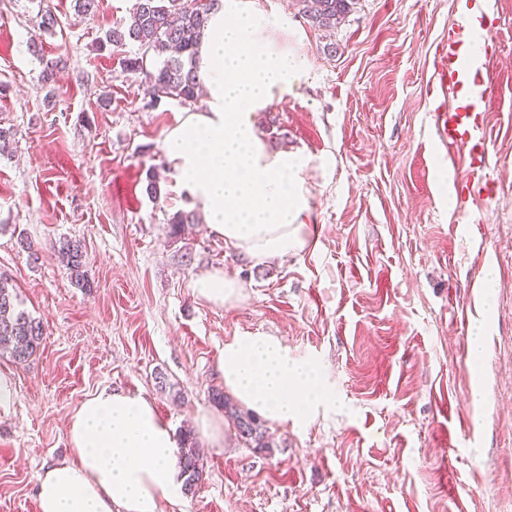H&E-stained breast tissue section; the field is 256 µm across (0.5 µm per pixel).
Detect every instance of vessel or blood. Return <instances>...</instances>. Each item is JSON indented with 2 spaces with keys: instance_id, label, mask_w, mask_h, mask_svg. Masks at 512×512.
<instances>
[{
  "instance_id": "1",
  "label": "vessel or blood",
  "mask_w": 512,
  "mask_h": 512,
  "mask_svg": "<svg viewBox=\"0 0 512 512\" xmlns=\"http://www.w3.org/2000/svg\"><path fill=\"white\" fill-rule=\"evenodd\" d=\"M465 47L458 32L449 33L448 65L440 75L448 90V102L437 113L436 122L449 150L460 154L467 165L460 180L461 192L489 198L495 192V181L487 172L489 147L483 123L491 53L483 51L479 65L474 67L464 54Z\"/></svg>"
}]
</instances>
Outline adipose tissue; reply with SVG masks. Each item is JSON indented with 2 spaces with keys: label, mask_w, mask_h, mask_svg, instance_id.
Returning <instances> with one entry per match:
<instances>
[{
  "label": "adipose tissue",
  "mask_w": 512,
  "mask_h": 512,
  "mask_svg": "<svg viewBox=\"0 0 512 512\" xmlns=\"http://www.w3.org/2000/svg\"><path fill=\"white\" fill-rule=\"evenodd\" d=\"M199 73L207 111L187 115L163 143L177 191L191 197L213 235L253 263L303 249L308 161L270 151L256 122L300 80L301 65L271 46L249 0H221L199 48ZM192 289L223 306L237 302L242 287L214 269ZM216 367L241 406L278 424L307 421L327 401L315 368L270 336L226 343ZM67 431L73 459L38 475L40 512H159L180 499L174 431L142 393L96 389L71 412Z\"/></svg>",
  "instance_id": "1"
}]
</instances>
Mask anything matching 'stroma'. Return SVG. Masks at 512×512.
Instances as JSON below:
<instances>
[{
  "mask_svg": "<svg viewBox=\"0 0 512 512\" xmlns=\"http://www.w3.org/2000/svg\"><path fill=\"white\" fill-rule=\"evenodd\" d=\"M136 0H0V277L45 335L0 355L13 397L0 408V512H39L38 473L71 457L67 418L101 386L148 397L174 431L221 415L215 362L238 336H272L318 372L329 400L308 423L263 422L269 447L232 419L224 445L196 441L201 482L162 512H512V0H487L496 53L484 134L494 198L449 203L460 179L435 112L459 0H353L336 29L293 0H253L302 80L260 112L274 150H299L313 245L254 265L225 247L176 190L163 142L205 97L152 103L123 71L137 45L101 46ZM64 58L44 84L47 60ZM155 171L161 195L145 192ZM195 215L179 230L175 212ZM80 242L85 282L55 250ZM220 269L237 303L192 292ZM485 331L480 359L470 337ZM169 390H161L158 377ZM483 396L472 402L474 383Z\"/></svg>",
  "mask_w": 512,
  "mask_h": 512,
  "instance_id": "obj_1",
  "label": "stroma"
}]
</instances>
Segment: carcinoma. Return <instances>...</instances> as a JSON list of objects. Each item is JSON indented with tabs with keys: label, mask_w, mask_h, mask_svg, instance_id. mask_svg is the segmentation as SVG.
Returning <instances> with one entry per match:
<instances>
[{
	"label": "carcinoma",
	"mask_w": 512,
	"mask_h": 512,
	"mask_svg": "<svg viewBox=\"0 0 512 512\" xmlns=\"http://www.w3.org/2000/svg\"><path fill=\"white\" fill-rule=\"evenodd\" d=\"M352 2L294 0V8L311 26L332 30L350 11ZM217 5L218 0H136L128 19L105 33V42L117 48L129 42L139 44L142 54L122 59V65L126 71L144 74L153 102L164 98L193 102L199 88L198 48ZM58 254L75 277L82 279L86 257L81 245L63 240ZM43 335V325L20 309L15 289L0 278V353L9 354L15 363H24L36 353ZM212 400L234 418L245 441L256 448L269 447L255 415L239 410L222 391L213 390ZM180 444L178 465L190 490L202 477L203 461L191 432L181 434Z\"/></svg>",
	"instance_id": "carcinoma-1"
}]
</instances>
